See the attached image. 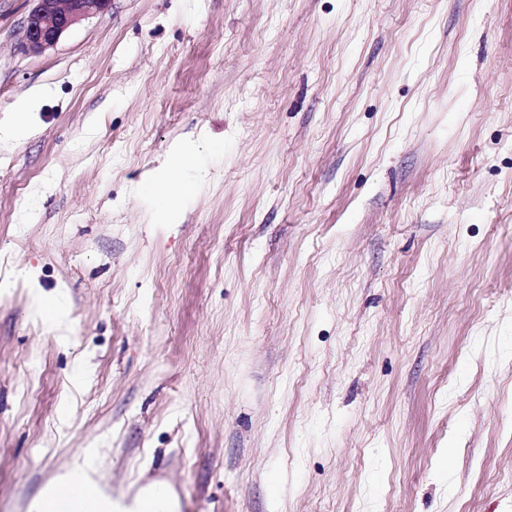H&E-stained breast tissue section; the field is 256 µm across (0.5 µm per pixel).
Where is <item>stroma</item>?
I'll return each instance as SVG.
<instances>
[{"instance_id":"obj_1","label":"stroma","mask_w":512,"mask_h":512,"mask_svg":"<svg viewBox=\"0 0 512 512\" xmlns=\"http://www.w3.org/2000/svg\"><path fill=\"white\" fill-rule=\"evenodd\" d=\"M31 7L0 512L90 450L172 512H512V0H112L39 55Z\"/></svg>"}]
</instances>
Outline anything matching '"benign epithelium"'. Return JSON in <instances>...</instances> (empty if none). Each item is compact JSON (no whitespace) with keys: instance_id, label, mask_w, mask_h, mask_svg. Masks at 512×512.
<instances>
[{"instance_id":"benign-epithelium-1","label":"benign epithelium","mask_w":512,"mask_h":512,"mask_svg":"<svg viewBox=\"0 0 512 512\" xmlns=\"http://www.w3.org/2000/svg\"><path fill=\"white\" fill-rule=\"evenodd\" d=\"M20 48L42 54L53 48L78 22L105 11L111 0H31Z\"/></svg>"}]
</instances>
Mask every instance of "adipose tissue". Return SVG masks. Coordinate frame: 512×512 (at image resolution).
Returning a JSON list of instances; mask_svg holds the SVG:
<instances>
[{"mask_svg":"<svg viewBox=\"0 0 512 512\" xmlns=\"http://www.w3.org/2000/svg\"><path fill=\"white\" fill-rule=\"evenodd\" d=\"M94 455L67 470L44 487L32 502L29 512H51L60 499L68 500L71 512H170L172 505L162 492L149 490L122 502L107 494L96 481Z\"/></svg>","mask_w":512,"mask_h":512,"instance_id":"obj_1","label":"adipose tissue"}]
</instances>
